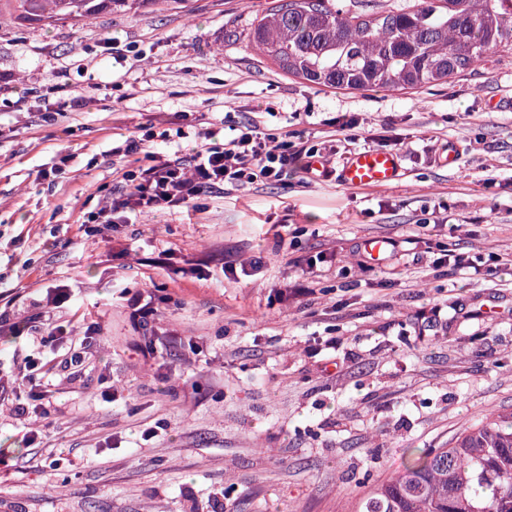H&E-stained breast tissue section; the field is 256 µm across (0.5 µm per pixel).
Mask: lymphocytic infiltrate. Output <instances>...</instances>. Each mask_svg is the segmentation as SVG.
Masks as SVG:
<instances>
[{"instance_id":"f902f5d3","label":"lymphocytic infiltrate","mask_w":512,"mask_h":512,"mask_svg":"<svg viewBox=\"0 0 512 512\" xmlns=\"http://www.w3.org/2000/svg\"><path fill=\"white\" fill-rule=\"evenodd\" d=\"M176 136L192 143L190 154L155 151L154 134L144 126L138 134L113 141V156L126 164L121 175L123 194L92 213L93 223L118 224L131 212H184L198 207L212 190L283 183L296 173L302 157L315 155L311 148L291 149L287 133L267 132L254 121L230 128L222 123L206 127L184 123L177 127ZM0 324L12 335L30 337L37 344L66 341L72 334L69 327L49 317L36 326L31 319L14 321L0 311Z\"/></svg>"}]
</instances>
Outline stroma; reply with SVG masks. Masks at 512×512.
I'll return each mask as SVG.
<instances>
[{"mask_svg": "<svg viewBox=\"0 0 512 512\" xmlns=\"http://www.w3.org/2000/svg\"><path fill=\"white\" fill-rule=\"evenodd\" d=\"M269 2L0 22V299L28 317L47 290L70 288L55 321L100 332L74 370L67 348L0 330V378L40 361L49 400L45 415H20L0 395V512H350L406 449L448 447L488 410L512 411V267L489 260L512 253V59L406 93L317 88L249 46ZM129 50L143 59L112 57ZM76 96L87 106L59 117ZM180 112L299 131L296 146H316L332 175L83 229L117 195L113 135L174 132ZM343 114L355 140L329 125ZM386 132L400 177L341 185L347 157ZM433 213L446 224H428ZM370 238L410 241L397 274L359 267L354 246ZM438 240L468 266L430 270ZM254 259L253 276L223 278L221 265ZM311 263L317 276H303ZM125 287L182 340L158 367L139 362L115 305ZM330 356L344 365L332 380L319 372ZM30 425L41 435L29 444Z\"/></svg>", "mask_w": 512, "mask_h": 512, "instance_id": "1", "label": "stroma"}]
</instances>
